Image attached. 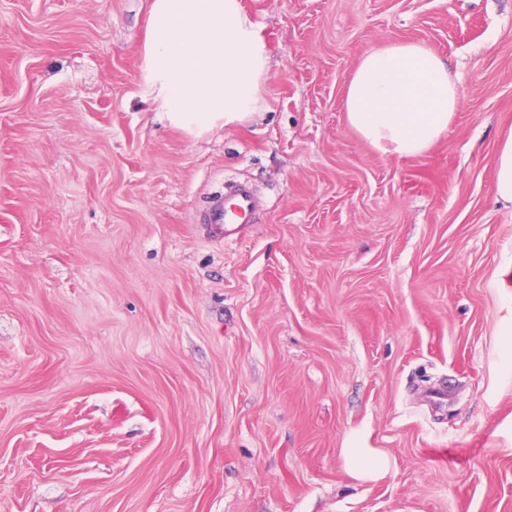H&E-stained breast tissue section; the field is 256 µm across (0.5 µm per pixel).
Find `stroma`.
Listing matches in <instances>:
<instances>
[{"label": "stroma", "instance_id": "1", "mask_svg": "<svg viewBox=\"0 0 512 512\" xmlns=\"http://www.w3.org/2000/svg\"><path fill=\"white\" fill-rule=\"evenodd\" d=\"M240 2L264 90L196 137L141 92L151 0H0V512H512V0ZM393 41L461 94L419 156L343 109ZM495 196L512 203V129L503 138L496 159ZM255 205L250 190L239 185L230 197L218 199L207 214V224H214L217 231L224 228V236L233 232V224L247 222ZM343 456L347 471L359 481H377L390 466L387 456L378 448H346Z\"/></svg>", "mask_w": 512, "mask_h": 512}]
</instances>
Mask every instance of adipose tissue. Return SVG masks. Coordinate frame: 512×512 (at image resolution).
Masks as SVG:
<instances>
[{
    "label": "adipose tissue",
    "mask_w": 512,
    "mask_h": 512,
    "mask_svg": "<svg viewBox=\"0 0 512 512\" xmlns=\"http://www.w3.org/2000/svg\"><path fill=\"white\" fill-rule=\"evenodd\" d=\"M141 54L144 96L188 134L242 122L259 100L266 50L240 0H152ZM460 101L442 59L424 44L394 42L361 58L344 108L375 150L412 157L447 132ZM343 456L359 481L379 480L390 466L376 448Z\"/></svg>",
    "instance_id": "adipose-tissue-1"
}]
</instances>
